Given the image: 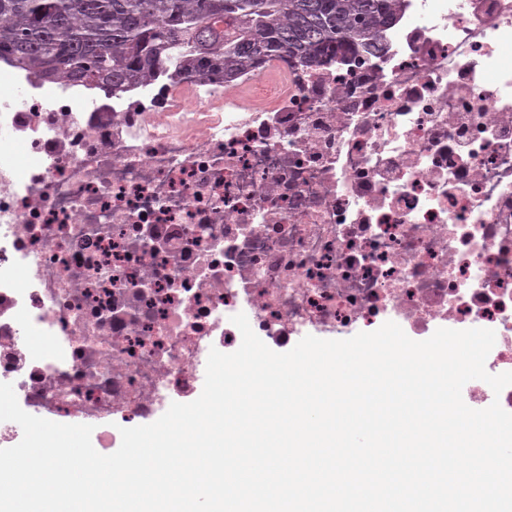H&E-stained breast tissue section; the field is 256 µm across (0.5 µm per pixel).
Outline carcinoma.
Wrapping results in <instances>:
<instances>
[{
    "instance_id": "cac0c4a2",
    "label": "carcinoma",
    "mask_w": 512,
    "mask_h": 512,
    "mask_svg": "<svg viewBox=\"0 0 512 512\" xmlns=\"http://www.w3.org/2000/svg\"><path fill=\"white\" fill-rule=\"evenodd\" d=\"M396 0H0V59L118 94L170 71L227 82L269 57L302 66L363 47Z\"/></svg>"
}]
</instances>
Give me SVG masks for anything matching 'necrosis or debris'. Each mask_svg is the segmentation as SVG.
I'll use <instances>...</instances> for the list:
<instances>
[{
  "label": "necrosis or debris",
  "instance_id": "1",
  "mask_svg": "<svg viewBox=\"0 0 512 512\" xmlns=\"http://www.w3.org/2000/svg\"><path fill=\"white\" fill-rule=\"evenodd\" d=\"M114 94L0 60V382L120 428L202 392L231 318L281 352L393 321L512 372V0H403L381 38Z\"/></svg>",
  "mask_w": 512,
  "mask_h": 512
}]
</instances>
